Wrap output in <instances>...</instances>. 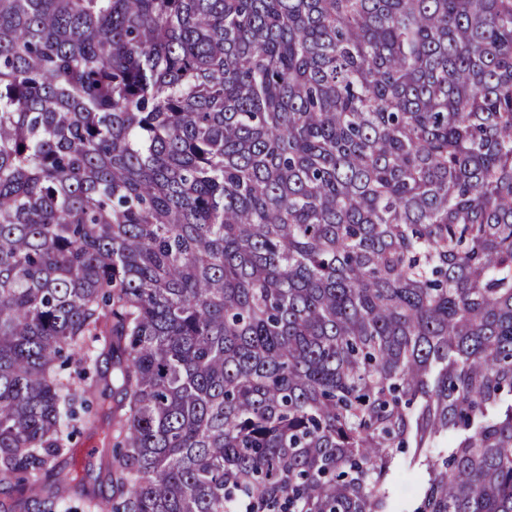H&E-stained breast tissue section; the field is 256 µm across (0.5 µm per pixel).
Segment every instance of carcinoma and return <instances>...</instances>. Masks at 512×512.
<instances>
[{
    "label": "carcinoma",
    "instance_id": "obj_1",
    "mask_svg": "<svg viewBox=\"0 0 512 512\" xmlns=\"http://www.w3.org/2000/svg\"><path fill=\"white\" fill-rule=\"evenodd\" d=\"M404 471L512 512V0H0V512ZM107 426L104 424L98 434L89 437L87 435L74 437L71 446L78 448L81 459V473L83 476L90 474L89 481L93 482L98 474L100 454L97 448H102V439Z\"/></svg>",
    "mask_w": 512,
    "mask_h": 512
}]
</instances>
